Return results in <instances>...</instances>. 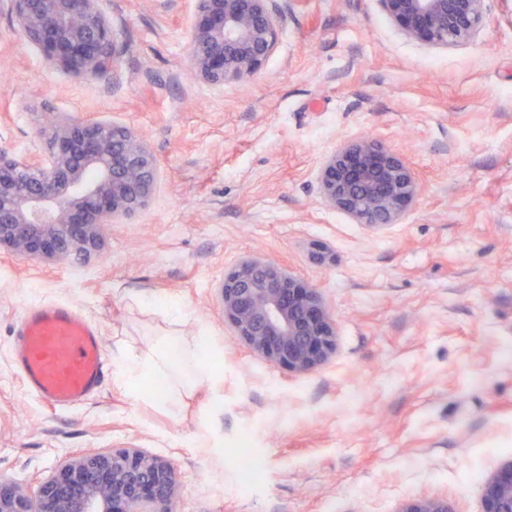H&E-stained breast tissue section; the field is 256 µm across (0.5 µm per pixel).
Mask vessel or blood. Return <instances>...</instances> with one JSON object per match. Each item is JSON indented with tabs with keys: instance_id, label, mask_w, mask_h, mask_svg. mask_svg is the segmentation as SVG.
Returning a JSON list of instances; mask_svg holds the SVG:
<instances>
[{
	"instance_id": "vessel-or-blood-1",
	"label": "vessel or blood",
	"mask_w": 512,
	"mask_h": 512,
	"mask_svg": "<svg viewBox=\"0 0 512 512\" xmlns=\"http://www.w3.org/2000/svg\"><path fill=\"white\" fill-rule=\"evenodd\" d=\"M12 358L28 391L59 409L80 406L93 397L107 368L97 326L63 305L24 309Z\"/></svg>"
}]
</instances>
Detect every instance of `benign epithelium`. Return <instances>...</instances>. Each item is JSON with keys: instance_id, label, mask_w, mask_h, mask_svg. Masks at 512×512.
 <instances>
[{"instance_id": "7a95c632", "label": "benign epithelium", "mask_w": 512, "mask_h": 512, "mask_svg": "<svg viewBox=\"0 0 512 512\" xmlns=\"http://www.w3.org/2000/svg\"><path fill=\"white\" fill-rule=\"evenodd\" d=\"M20 35L76 74L111 69L117 47L102 0H10ZM270 0H196L188 63L215 86L256 74L279 35ZM410 39L452 49L485 26L483 0H380ZM45 150L0 152V248L69 260L98 251L108 224L143 211L161 180L146 142L126 127L58 119L42 130ZM322 200L355 223L397 224L420 196L410 165L382 143L360 138L328 156L318 175ZM224 321L249 350L295 374L336 353V330L317 289L268 258L247 256L224 276ZM176 476L166 459L138 448L89 451L30 491L0 480V512H175ZM485 512H512V460L483 484ZM400 512H453L424 498Z\"/></svg>"}]
</instances>
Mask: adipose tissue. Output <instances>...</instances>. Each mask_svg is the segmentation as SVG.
I'll use <instances>...</instances> for the list:
<instances>
[{
    "label": "adipose tissue",
    "mask_w": 512,
    "mask_h": 512,
    "mask_svg": "<svg viewBox=\"0 0 512 512\" xmlns=\"http://www.w3.org/2000/svg\"><path fill=\"white\" fill-rule=\"evenodd\" d=\"M180 314H172L173 330L168 331L156 346L142 351L120 354L116 370L117 383L127 391L149 380L161 383V403L169 411H177L186 393L198 385L217 387L222 378L208 370L206 356L217 353L218 345L209 336H184L175 328Z\"/></svg>",
    "instance_id": "obj_1"
}]
</instances>
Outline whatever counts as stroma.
I'll use <instances>...</instances> for the list:
<instances>
[{
    "label": "stroma",
    "instance_id": "obj_1",
    "mask_svg": "<svg viewBox=\"0 0 512 512\" xmlns=\"http://www.w3.org/2000/svg\"><path fill=\"white\" fill-rule=\"evenodd\" d=\"M277 45L250 79L189 70L195 0H106L121 52L75 75L22 42L0 0V151L43 150L52 118L131 129L162 171L149 206L103 230L98 252L52 262L0 251V479L22 487L83 452L169 460L177 512H400L423 498L484 512L482 485L512 460V0H485L471 42L407 38L379 0H273ZM400 153L422 195L376 230L326 206L318 173L344 142ZM317 288L337 350L299 375L250 352L220 286L241 257ZM220 344L224 404L205 392L172 416L106 373L98 394L53 409L11 349L22 310L66 304L109 358L168 331ZM250 434L264 480L243 494L231 454L192 444Z\"/></svg>",
    "mask_w": 512,
    "mask_h": 512
}]
</instances>
